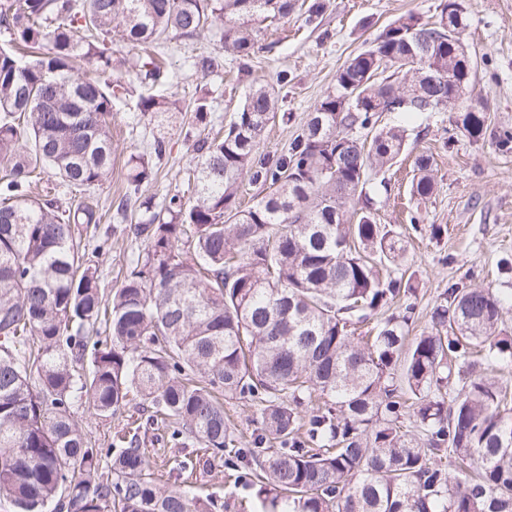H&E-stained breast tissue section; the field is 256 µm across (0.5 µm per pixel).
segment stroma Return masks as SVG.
Instances as JSON below:
<instances>
[{"label": "stroma", "instance_id": "stroma-1", "mask_svg": "<svg viewBox=\"0 0 512 512\" xmlns=\"http://www.w3.org/2000/svg\"><path fill=\"white\" fill-rule=\"evenodd\" d=\"M325 9L314 23L294 14L278 24L261 27L259 50L249 67L225 57L224 67L199 78L190 67L202 54H219L211 38L172 40L165 56L178 82L173 91L183 104L207 96L216 121L230 122L252 84L275 83L282 120L269 125L260 154H279L301 128L336 73L352 55L363 50L390 22L408 13L428 20L439 0H324ZM467 25L461 39L477 63L469 88L472 102L487 104L495 124L512 126V0H462ZM286 82H277L278 73ZM387 125L406 124L408 138L402 162L385 171L383 180H372L375 217L380 224H405L410 210H421L426 223L440 224L447 232L438 240L412 239L407 265L419 283L421 318L418 329L429 325L430 311L439 292L452 282L478 284L501 296L512 295V268L501 270L502 260L512 261V153L501 154L490 143H475L455 133L451 111L425 112L409 117L385 112ZM191 113H176L160 120L127 105L112 115L114 161L111 180L87 191L62 187L45 176L40 192L54 195L62 206L76 204L98 208L104 218L100 232L111 233L119 200L124 192L126 164L130 156L145 152L154 138L165 137L171 148L156 181L144 185L145 195L163 199L183 188L192 151L188 135L199 134ZM433 157L435 191L428 201L409 194L416 158ZM143 417L140 401H133L128 415L103 418L87 407L74 410V418L92 444L108 447L127 423L128 416ZM199 495L223 498L224 512H237L248 498L246 485L227 479L222 462H214L199 474Z\"/></svg>", "mask_w": 512, "mask_h": 512}]
</instances>
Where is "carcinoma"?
<instances>
[{"label": "carcinoma", "instance_id": "1", "mask_svg": "<svg viewBox=\"0 0 512 512\" xmlns=\"http://www.w3.org/2000/svg\"><path fill=\"white\" fill-rule=\"evenodd\" d=\"M293 0H0V505L9 512H218L187 481L151 477L140 428L95 448L73 418H108L136 397L173 448L198 446L248 483L255 512H512V367L505 300L448 285L414 338L418 283L403 269L407 237L376 223L370 175L392 167L407 130L383 112H438L456 129L512 151V127L471 107V57L456 45L461 0L433 22L406 14L349 57L290 143L258 155L278 114L253 84L221 138L192 141L196 176L159 205L142 197L168 142L130 158L116 215L139 241L120 287L104 297L82 231L103 216L32 195L47 171L68 188L112 176V112L131 84L136 108L180 112L174 75L151 57L115 56L112 38L164 48L214 33L243 62L256 24L286 19ZM100 71L76 75L78 66ZM222 57L194 59L203 78ZM375 131L371 140L360 136ZM432 158L416 160L411 194L434 191ZM268 188L241 206L244 183ZM412 230L439 224L416 212ZM256 408L249 448L224 412Z\"/></svg>", "mask_w": 512, "mask_h": 512}]
</instances>
